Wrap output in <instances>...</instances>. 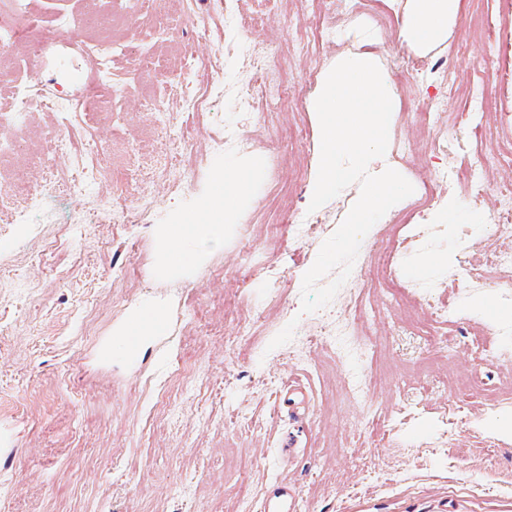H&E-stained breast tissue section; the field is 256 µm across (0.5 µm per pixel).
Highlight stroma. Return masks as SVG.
<instances>
[{
    "label": "stroma",
    "instance_id": "stroma-1",
    "mask_svg": "<svg viewBox=\"0 0 512 512\" xmlns=\"http://www.w3.org/2000/svg\"><path fill=\"white\" fill-rule=\"evenodd\" d=\"M39 26L68 25L104 14L111 0H27ZM211 16L208 33L180 29L181 0L167 13L142 17L138 29L109 34L105 76L115 98L89 99L80 124L98 146L94 158L69 146L43 147L41 132L62 120L61 99L80 90L79 29L31 62L17 46L15 84L32 100L24 130L0 126V140L26 148L0 168V201H12L17 179H52L49 197L13 204L0 214V512H240L247 498L259 512L279 477L301 491L300 512H512V433L494 421L512 417V268L493 264L512 252V237L491 224L512 167L492 170L495 192L470 199L463 171L478 160V137L494 113L467 112L461 86L478 84L512 113V0H491L492 24L472 16L481 0H460L446 38L409 45L401 35L408 0H193ZM275 44L288 81L278 107L251 110L242 93L262 46ZM156 48L170 75L141 81L126 48ZM377 58L396 93L384 157L371 170L397 169L414 187L398 203L409 224L380 223L363 238L369 263L398 241V280L429 289L448 308L438 320L425 305L403 312L370 276L348 278L334 298L347 305L367 289L365 328L330 341L317 336L315 314L301 311L304 274L327 232L359 197L352 184L317 210L310 186L318 174L320 124L309 108L325 75L349 55ZM213 59L218 73L204 91L203 113L180 109L194 92L193 62ZM426 60L418 79L408 60ZM438 100L436 124L414 120L423 99ZM164 110L155 123L149 105ZM458 142L431 146L435 125ZM186 129L187 140L173 133ZM223 141L215 150V141ZM261 158L239 221L222 249L181 277L156 271L157 227L197 204L211 189L216 161ZM188 171L189 183L171 171ZM88 181L72 193L73 180ZM151 199L140 206L137 191ZM468 221L452 224L449 204ZM295 223L282 226L284 213ZM321 218L326 233L300 236L296 225ZM430 252L446 266L415 274ZM276 271L246 286L245 264ZM161 303L169 333L131 363L103 359L104 340L142 298ZM295 323L292 340H271ZM503 349L499 358L485 354ZM373 384L354 390L363 367ZM309 392L310 412L292 460L276 456L294 425L280 401L289 378Z\"/></svg>",
    "mask_w": 512,
    "mask_h": 512
}]
</instances>
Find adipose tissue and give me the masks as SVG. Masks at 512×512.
<instances>
[{"mask_svg": "<svg viewBox=\"0 0 512 512\" xmlns=\"http://www.w3.org/2000/svg\"><path fill=\"white\" fill-rule=\"evenodd\" d=\"M460 0H409L402 35L413 45L435 42L448 32ZM254 167H244L231 156L218 165L210 194L192 209L176 213L171 223L158 228L157 271L179 276L197 269L205 254L224 245V233L237 223L244 190ZM169 323L158 303L146 300L132 308L102 350L105 358L131 362L159 337Z\"/></svg>", "mask_w": 512, "mask_h": 512, "instance_id": "obj_1", "label": "adipose tissue"}]
</instances>
